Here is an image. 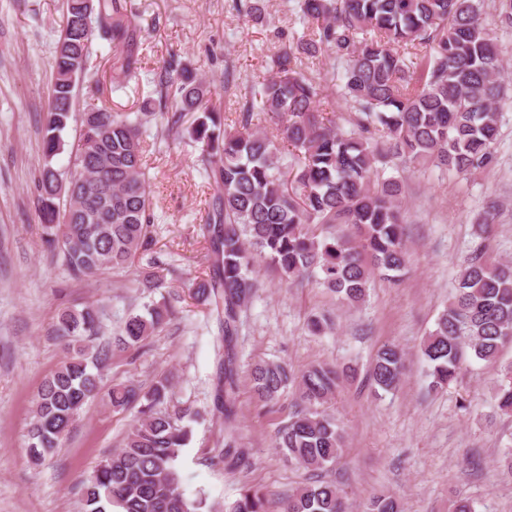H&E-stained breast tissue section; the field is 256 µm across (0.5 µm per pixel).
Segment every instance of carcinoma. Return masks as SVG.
<instances>
[{"label": "carcinoma", "mask_w": 512, "mask_h": 512, "mask_svg": "<svg viewBox=\"0 0 512 512\" xmlns=\"http://www.w3.org/2000/svg\"><path fill=\"white\" fill-rule=\"evenodd\" d=\"M236 11L258 23L267 0H232ZM484 0H296L309 23L285 38L272 57L273 74L244 93L234 119L209 107V90L191 66L169 61L155 72L139 112L89 104L74 112L75 88L90 66L93 42L108 45L112 89L139 80L135 51L140 16L125 0H62V28L55 46L43 129L45 162L38 173L35 214L50 250L62 255L72 276L89 278L143 260L141 285L161 287L162 260L149 254L155 217L144 164L148 128L158 120L199 144V162L214 187L202 236L212 270L193 289L224 325V368L217 410L231 423L238 411V368L233 336L242 308L255 293V266L263 261L287 282L313 279L340 303L355 306L375 274L397 278L407 269L403 181L383 176L390 167H436L468 174L490 165L499 137L498 103L512 83ZM326 53L340 65L332 92L349 102L351 128L333 112H321L323 89L298 62ZM79 135L66 145L70 121ZM293 161L280 164L282 148ZM69 151V166L52 164ZM174 310L168 303L130 313L112 339L103 341L99 311L64 309L55 336L67 357L47 376L34 399L28 454L39 460L61 447L76 417L101 393L98 370L112 356L161 331ZM512 343V263L490 260L477 245L460 267L458 286L421 345L431 365L433 389L456 382L464 356L496 358ZM403 355L395 345L376 354L369 380L391 392L402 378ZM257 401L267 407L285 393L295 402L275 433V447L289 464L309 472L336 463L345 438L324 409L347 371L318 363L293 373L286 364L262 361L248 370ZM171 394L164 377L145 389L116 384L105 399L114 410L140 405L123 445L83 481L85 512H215L207 496L190 497L177 462L198 412L161 408ZM495 409L512 416V362L503 368ZM247 448L234 430L221 451L238 465ZM260 490L244 486L225 512H267ZM332 481L300 484L284 512H348ZM364 512H400L397 500L374 495Z\"/></svg>", "instance_id": "1"}]
</instances>
